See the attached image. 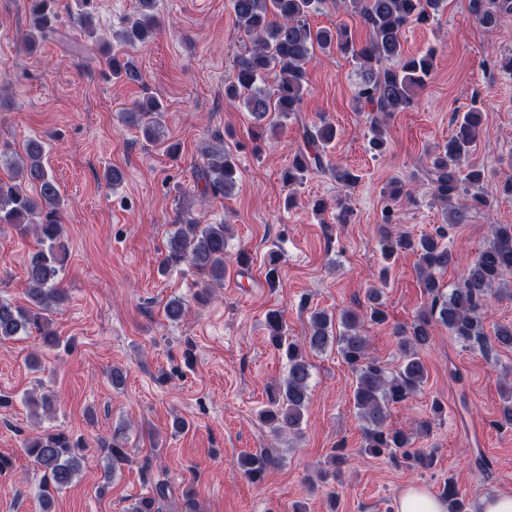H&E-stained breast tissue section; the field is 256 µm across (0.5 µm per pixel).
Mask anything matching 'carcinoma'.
Returning a JSON list of instances; mask_svg holds the SVG:
<instances>
[{"label": "carcinoma", "instance_id": "1", "mask_svg": "<svg viewBox=\"0 0 512 512\" xmlns=\"http://www.w3.org/2000/svg\"><path fill=\"white\" fill-rule=\"evenodd\" d=\"M445 0H350L369 33L364 45H357L344 26L314 29L308 18L322 10L326 0H231L235 22L251 38L237 56L234 68L224 81L226 99L243 102L253 124L277 126L302 111L307 84L306 64L315 49L337 50L350 58L361 72L356 98L367 105L371 137L370 149L381 154L387 143L386 119L396 112H406L416 104L417 92L427 85L434 70V53L407 55L403 49V33L411 24L427 25L439 12ZM93 0H78V21L89 36L95 35ZM29 29L24 34L28 52L37 49L40 41L56 32L57 0H27ZM156 0H137L135 10L127 16L119 32L125 45L147 44L159 28L155 13ZM470 17L485 28L495 27L505 15L512 14V0H468ZM102 62L116 80L137 82L138 70L115 53H103ZM271 73L279 74L273 85L265 84ZM161 103L147 95L133 108L122 113L125 125L137 129L148 142L160 140L156 114ZM483 132L482 112L472 107L455 125L448 142L434 150L423 176L432 196L448 203L454 197H470L449 212V223L464 224L470 211L488 206L487 199L472 192L483 179L481 171L465 168L463 159ZM336 137V128L326 119L302 125L303 144L288 168V182H300L311 173L329 174L337 182L354 184L358 176L347 169H337L324 162L325 147ZM44 143L29 139L23 153L9 162L8 179H0V225L8 224L21 235L33 230L37 245L27 254L26 276L29 283V304L18 306L0 299V342L17 336L36 335L48 348L60 345L52 314L65 299L58 276L67 256V243L62 236L63 201L54 176L44 165ZM203 192L214 197H229L239 189L237 164L232 154L219 143L210 147L196 170ZM395 211L386 209L381 228L380 246L383 258L391 260L399 252L417 257L420 285L429 305L405 327L394 330L400 365L394 371L369 352V338L363 323L383 324L387 317L377 306L379 296H368L369 309L357 313L345 311L336 319L325 311H314L309 318L306 336L300 341L286 336L283 315L278 310L266 314L265 323L270 345L288 362L284 381L267 386V405L260 419L275 435L296 433L310 400L311 365L303 355L308 348L322 352L330 346L356 376L353 404L362 422L363 452L372 457L402 455L410 466L429 469L433 465L431 451L413 448L416 435L427 434L432 419L443 412L438 399L431 404L432 418L414 427L389 425L390 406L405 403L422 390L428 379V368L422 357L433 339L438 324L466 349L485 350L488 315L487 298L512 297L504 290V277L512 275V224L492 226V238L465 264L459 283L446 292L436 273L448 268L455 257L443 242L445 231L413 237L393 232ZM230 227L226 224H200L181 218L168 237L161 271L186 264L200 280L202 288L196 295L205 301L212 289L224 285ZM189 310L183 299H173L165 306L166 318L177 323ZM341 327L335 331V327ZM84 445L62 431L47 429L25 441L24 451L42 471L40 500L43 512L53 494L68 486L80 471ZM102 456L107 460L105 480H110L128 461L127 437L123 430L98 440ZM274 464L269 452L247 454L241 458V471L252 483L264 480ZM169 494V486L158 482L145 496L130 505L129 512H161V501ZM440 497L447 512H467L464 500L455 486L445 481Z\"/></svg>", "mask_w": 512, "mask_h": 512}]
</instances>
